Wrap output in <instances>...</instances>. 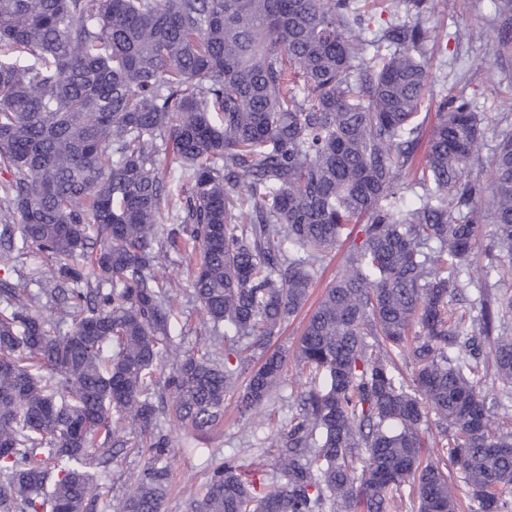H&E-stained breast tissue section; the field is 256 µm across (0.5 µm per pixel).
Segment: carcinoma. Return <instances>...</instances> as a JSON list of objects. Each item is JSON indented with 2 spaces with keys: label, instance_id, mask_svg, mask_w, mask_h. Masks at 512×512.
<instances>
[{
  "label": "carcinoma",
  "instance_id": "1",
  "mask_svg": "<svg viewBox=\"0 0 512 512\" xmlns=\"http://www.w3.org/2000/svg\"><path fill=\"white\" fill-rule=\"evenodd\" d=\"M393 2L406 19L371 30L370 4ZM427 2L0 0V266L41 252L55 298L46 318L0 281V512H97L134 435L149 461L121 510L162 512L157 371L171 364L184 428L219 424L230 392L250 419L285 364L268 342L351 225L299 341L316 384L271 435L273 480L226 461L186 489L188 512H457L450 466L470 512H512V429L448 309L488 275L471 260L478 210L512 262V130L487 191L469 179L483 113L429 78ZM490 2L507 33L495 57L512 58V0ZM182 253L222 364L173 340L166 268ZM479 304L512 385V329ZM429 445L442 455L425 461Z\"/></svg>",
  "mask_w": 512,
  "mask_h": 512
}]
</instances>
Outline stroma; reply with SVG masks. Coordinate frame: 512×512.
<instances>
[{
    "label": "stroma",
    "mask_w": 512,
    "mask_h": 512,
    "mask_svg": "<svg viewBox=\"0 0 512 512\" xmlns=\"http://www.w3.org/2000/svg\"><path fill=\"white\" fill-rule=\"evenodd\" d=\"M489 14V0H458L452 10L447 8L444 0H435L426 23V50L436 88L465 89L485 114L487 134L481 156L471 171L472 178L485 184L490 181L488 162L498 143V133L505 127H512V82L493 87L486 81V70L495 63L493 49L498 42L497 28L487 22ZM475 27L484 28V38L479 41L464 38V30ZM493 234V225H483L482 235L472 252L475 265L490 268L489 279L470 285L459 300L450 304L456 314L466 315L472 321L479 313V297L495 296V282L507 272L502 258L492 249ZM347 249V243H340L319 267L304 307L281 326L271 341V349L295 352L305 322L325 288L344 272ZM188 262V257L178 255L169 268L173 281L171 294L174 298L176 340L185 350L223 352V341L215 339L201 326L200 305L185 275ZM309 388L307 372L291 357L264 406L251 419H240L236 397L231 394L224 402L221 422L208 432L193 437L186 435L177 424L167 402H160L158 423L171 441L167 457L170 485L163 512H185L186 488L205 484L213 468L224 460L236 461L253 480L271 473L277 451L268 447L267 439L298 412L300 397ZM147 461V456L133 450L115 457L107 478L112 487L107 512H117L125 482L142 471Z\"/></svg>",
    "instance_id": "1"
}]
</instances>
